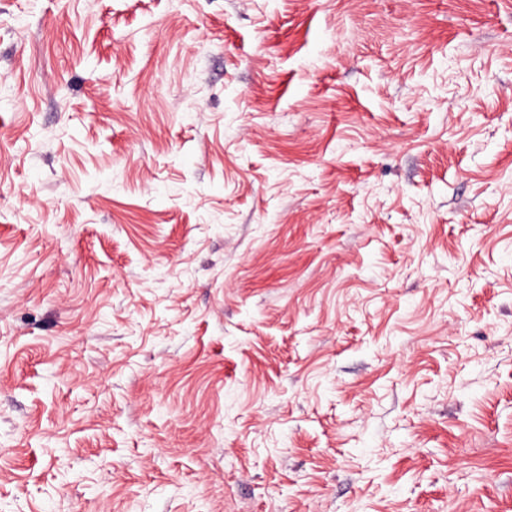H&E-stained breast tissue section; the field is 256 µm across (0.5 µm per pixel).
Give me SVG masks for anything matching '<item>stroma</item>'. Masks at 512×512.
Returning a JSON list of instances; mask_svg holds the SVG:
<instances>
[{
  "label": "stroma",
  "instance_id": "1",
  "mask_svg": "<svg viewBox=\"0 0 512 512\" xmlns=\"http://www.w3.org/2000/svg\"><path fill=\"white\" fill-rule=\"evenodd\" d=\"M0 512H512V0H0Z\"/></svg>",
  "mask_w": 512,
  "mask_h": 512
}]
</instances>
